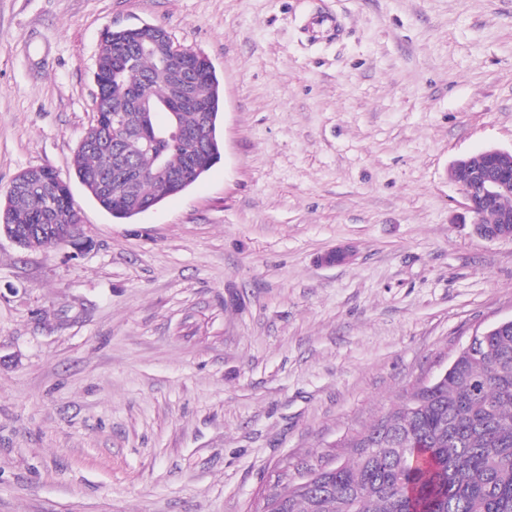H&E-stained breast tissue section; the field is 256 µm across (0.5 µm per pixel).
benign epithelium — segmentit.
<instances>
[{
    "mask_svg": "<svg viewBox=\"0 0 512 512\" xmlns=\"http://www.w3.org/2000/svg\"><path fill=\"white\" fill-rule=\"evenodd\" d=\"M450 175L464 194L475 233L489 241H512V232L499 231L485 221L494 211V223L512 224V212L498 210L503 198L512 197V149L491 148L457 159ZM351 255V250L339 247L325 253L321 261L338 265L349 261Z\"/></svg>",
    "mask_w": 512,
    "mask_h": 512,
    "instance_id": "7a95c632",
    "label": "benign epithelium"
}]
</instances>
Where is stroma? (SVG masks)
<instances>
[{
    "mask_svg": "<svg viewBox=\"0 0 512 512\" xmlns=\"http://www.w3.org/2000/svg\"><path fill=\"white\" fill-rule=\"evenodd\" d=\"M141 23L211 62L224 152L119 223L71 161L105 32ZM486 148L512 0H0V191L53 167L87 243L0 235V512H261L346 459L512 317V242L448 175Z\"/></svg>",
    "mask_w": 512,
    "mask_h": 512,
    "instance_id": "obj_1",
    "label": "stroma"
}]
</instances>
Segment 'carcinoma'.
Here are the masks:
<instances>
[{
  "label": "carcinoma",
  "mask_w": 512,
  "mask_h": 512,
  "mask_svg": "<svg viewBox=\"0 0 512 512\" xmlns=\"http://www.w3.org/2000/svg\"><path fill=\"white\" fill-rule=\"evenodd\" d=\"M117 29L97 56L95 112L117 114L118 138L91 124L73 158L82 186L127 183L121 197L88 192L116 220L140 214L144 203L174 195L171 175L196 156L207 172L222 156L218 135L222 90L215 72L190 71L186 56L152 38ZM148 103H138L142 86ZM167 113L165 127L194 129L209 113L205 140L171 138L155 144L145 134ZM64 181L41 167L17 184L0 207V234L24 248L68 244V225L81 210ZM350 458L322 471L314 485L298 489L277 477L275 512H512V324L496 327L479 348H463L448 372L416 388L387 415L347 441Z\"/></svg>",
  "instance_id": "carcinoma-1"
}]
</instances>
